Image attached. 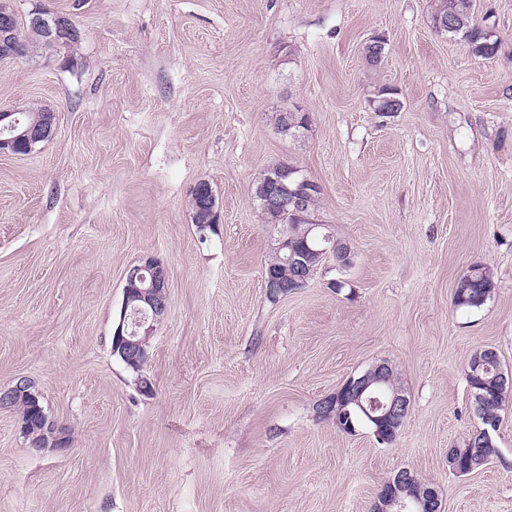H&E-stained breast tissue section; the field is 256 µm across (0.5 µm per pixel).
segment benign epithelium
<instances>
[{
  "mask_svg": "<svg viewBox=\"0 0 512 512\" xmlns=\"http://www.w3.org/2000/svg\"><path fill=\"white\" fill-rule=\"evenodd\" d=\"M31 23L33 27L44 30L53 27L59 33L76 31L73 20L68 16L56 15L48 19L38 11L32 13ZM18 112V108L0 111V154H16L17 144L21 141L31 151L44 138L43 130H20ZM300 186L301 192L271 195L264 200V204L274 209L291 206L300 210L306 196L311 194V190L318 189V185L305 178ZM193 191L203 199V224L200 228L204 229L206 224L219 217V205L204 182H198ZM126 277L131 282H139L142 287L134 289L132 295L128 293L123 296L113 328L112 353L136 374L138 392L151 396L154 387L142 373V368L147 359V343L153 327L168 312L167 268L160 258L150 256L131 266ZM394 377L392 366L386 361L379 362L361 376L345 382L346 405H350V408H345V405L336 406V398L328 396L318 403V414L336 423L341 414L346 418L353 416L361 425L370 428L377 440L384 443L389 440V436L396 434L410 411V400L404 390L393 383ZM19 404L34 412L32 416L28 414L21 417L24 437L37 447L68 449L67 429L48 420L33 383L26 378H20L14 385L0 389V410H10ZM411 483V471L401 469L396 472L383 483L373 505V512H400L406 508L411 509V512H440L439 498L433 491L415 499L407 498L406 490Z\"/></svg>",
  "mask_w": 512,
  "mask_h": 512,
  "instance_id": "obj_1",
  "label": "benign epithelium"
}]
</instances>
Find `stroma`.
I'll return each mask as SVG.
<instances>
[{
    "label": "stroma",
    "instance_id": "35a3bbf8",
    "mask_svg": "<svg viewBox=\"0 0 512 512\" xmlns=\"http://www.w3.org/2000/svg\"><path fill=\"white\" fill-rule=\"evenodd\" d=\"M73 3L12 0L22 23L72 13L79 37L0 61V110L56 116L32 152L0 154V387L30 379L72 438L32 447L0 411V512H372L404 468L442 512H512V399L498 457L448 467L481 427L470 357L491 347L512 370V0H475L490 58L435 30L433 0ZM384 89L403 103L387 118ZM295 105L311 122L289 138L276 117ZM282 161L319 185L315 217L351 263L272 302L277 230L254 192ZM201 180L222 205L204 231ZM150 256L169 310L147 398L111 343L126 271ZM477 264L491 298L455 307ZM382 360L411 405L393 443L317 417Z\"/></svg>",
    "mask_w": 512,
    "mask_h": 512
}]
</instances>
